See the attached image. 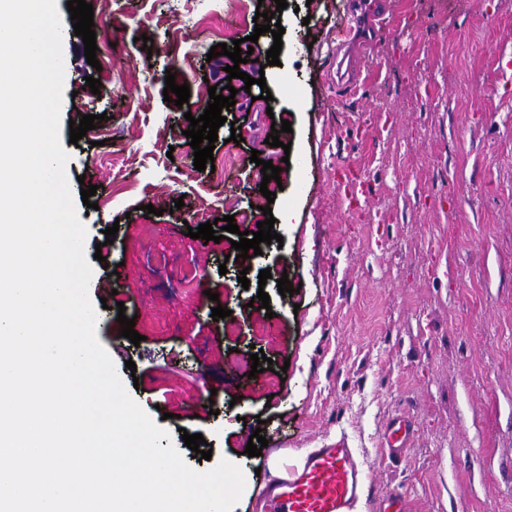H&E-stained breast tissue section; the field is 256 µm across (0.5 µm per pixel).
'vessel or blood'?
I'll return each instance as SVG.
<instances>
[{"label":"vessel or blood","mask_w":512,"mask_h":512,"mask_svg":"<svg viewBox=\"0 0 512 512\" xmlns=\"http://www.w3.org/2000/svg\"><path fill=\"white\" fill-rule=\"evenodd\" d=\"M410 422L398 417L386 426L384 444L400 458ZM364 493L361 464L345 440L317 448L265 487L264 512H352Z\"/></svg>","instance_id":"1"}]
</instances>
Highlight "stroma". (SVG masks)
<instances>
[{
  "mask_svg": "<svg viewBox=\"0 0 512 512\" xmlns=\"http://www.w3.org/2000/svg\"><path fill=\"white\" fill-rule=\"evenodd\" d=\"M91 3L95 67L67 0H57L60 139L73 194L97 188L96 209L77 208L89 298L104 313L97 338L166 431L161 446L200 471L236 461L246 485L232 512H258L273 457L290 464L341 438L367 496L398 490L412 512H512V0H389L384 36L364 29L357 75L342 87L334 58L348 0H287L281 11L274 0ZM259 9L280 11L283 45L278 65L243 64L266 78L248 86L228 79V57L208 52L250 36L254 22L239 16ZM169 73L190 88L183 106L164 99ZM93 75L96 95L84 86ZM228 85L236 103L214 157L231 122L243 140L218 177L195 170L184 131L207 108L209 87ZM265 87L272 102L260 98ZM77 112L97 121L74 144ZM276 120L292 130L272 147ZM255 150L282 168L274 202L260 192ZM266 205L295 218L274 226L282 245L251 259L235 258L228 239L186 234L227 215L254 231ZM113 225L111 252L96 261ZM288 263L300 292L285 298L277 281ZM264 269L272 277L263 284ZM261 289L269 308L255 302ZM119 302L140 344L121 337ZM217 305L229 317L212 319ZM255 348L273 368L253 377L236 365ZM397 416L409 417L413 435L392 462L381 445ZM256 430L268 445L245 456ZM185 432L203 435L211 460L185 445Z\"/></svg>",
  "mask_w": 512,
  "mask_h": 512,
  "instance_id": "35a3bbf8",
  "label": "stroma"
}]
</instances>
